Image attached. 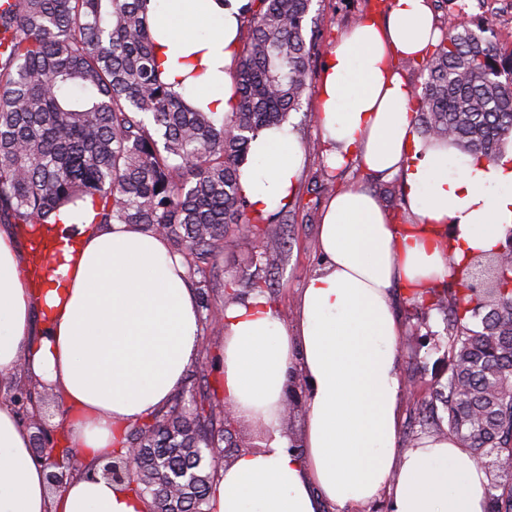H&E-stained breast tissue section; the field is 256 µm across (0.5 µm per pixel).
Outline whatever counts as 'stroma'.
Returning <instances> with one entry per match:
<instances>
[{"label": "stroma", "instance_id": "stroma-1", "mask_svg": "<svg viewBox=\"0 0 512 512\" xmlns=\"http://www.w3.org/2000/svg\"><path fill=\"white\" fill-rule=\"evenodd\" d=\"M458 10L436 9L440 29H448L459 19L493 20L497 43L503 52L512 51V0H457ZM389 0H313V15L318 25L310 35L313 44L311 70L313 82H320L329 49L341 31L360 16H386ZM315 96L307 94L298 111L290 113L287 122L303 154V167L296 193L306 202V209L283 212L272 230L283 239L280 256L262 254L258 236L250 225L241 224L224 235V248L208 258L206 271L210 278L213 301L223 302L226 288H234L239 297H247L253 284H260L274 304L285 326L295 319L296 298L309 273L321 263L317 247L318 229L323 208L329 198L314 183V175L326 162V145L315 118ZM337 182H358L383 204L395 223L405 224L409 214L404 201V182L396 177L382 181L369 176L357 163L348 162L336 174ZM395 311L405 328H419L421 334L432 336L433 344L399 349L403 379H415L423 387L446 383L448 360L440 345L443 320L438 312L416 311L403 289H396Z\"/></svg>", "mask_w": 512, "mask_h": 512}]
</instances>
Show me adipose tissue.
Masks as SVG:
<instances>
[{"mask_svg": "<svg viewBox=\"0 0 512 512\" xmlns=\"http://www.w3.org/2000/svg\"><path fill=\"white\" fill-rule=\"evenodd\" d=\"M246 0H151L156 55L193 106L237 104L233 72ZM431 0H392L329 51L317 88L326 162L356 161L402 177L411 218L393 223L361 185L337 188L319 227L322 262L300 291L293 327L265 294L224 310L222 399L267 433L261 450L220 470L210 512H322L389 496L390 512H486V474L448 437L396 450L401 428L393 287L424 299L512 228V154L468 159L448 173L447 144L422 138L414 88L398 60L437 45ZM303 152L287 127L261 130L241 174L251 210L293 194ZM56 242L29 270L13 225L0 226V377L46 384L62 413V444L83 463L126 453V432L179 391L201 350V317L180 254L133 224L58 214ZM310 383L301 450L281 428L288 376ZM150 502L101 475L52 489L12 400L0 395V512H150Z\"/></svg>", "mask_w": 512, "mask_h": 512, "instance_id": "ef3b65f1", "label": "adipose tissue"}]
</instances>
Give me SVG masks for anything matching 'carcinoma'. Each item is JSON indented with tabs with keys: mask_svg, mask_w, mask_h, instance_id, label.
<instances>
[{
	"mask_svg": "<svg viewBox=\"0 0 512 512\" xmlns=\"http://www.w3.org/2000/svg\"><path fill=\"white\" fill-rule=\"evenodd\" d=\"M313 0H250L234 72L238 103L219 118L162 78L150 0H14L0 9V223L47 224L89 202L94 224L162 230L198 281L231 224H262L243 195L251 135L298 111L311 85L305 32ZM415 89L425 138L495 162L512 138V53L492 21L454 26ZM415 307L444 315L448 434L488 476L487 512H512V261L485 253L452 289ZM192 408L138 424L145 444L127 484L151 512H207L214 476L203 444L219 430Z\"/></svg>",
	"mask_w": 512,
	"mask_h": 512,
	"instance_id": "carcinoma-1",
	"label": "carcinoma"
}]
</instances>
